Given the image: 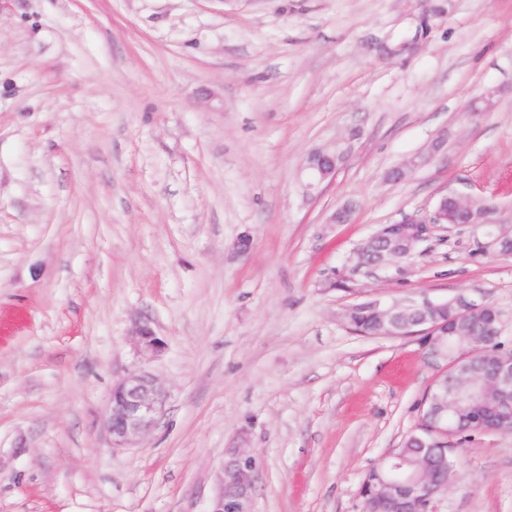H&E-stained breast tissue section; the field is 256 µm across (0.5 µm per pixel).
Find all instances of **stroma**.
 <instances>
[{
  "label": "stroma",
  "mask_w": 512,
  "mask_h": 512,
  "mask_svg": "<svg viewBox=\"0 0 512 512\" xmlns=\"http://www.w3.org/2000/svg\"><path fill=\"white\" fill-rule=\"evenodd\" d=\"M353 129L307 197L308 155ZM447 192L494 198L512 230V0H0V512H206L230 448L257 460L251 512H361L433 371L346 310L463 293L512 346V256L484 225L353 268ZM141 318L167 402L115 450ZM456 457L433 512H512V433ZM356 137H351L348 139V148L344 153L340 166L348 159L352 150H353V141L356 140ZM338 167L337 171L339 170ZM306 170L308 171V181L306 183V188L309 195H318L322 193L323 189L333 181L336 176V159H332L329 165H321L315 158L312 156L309 158L306 164ZM350 326L356 332L365 333L369 336H379L383 331L374 316L363 309H355L351 311ZM137 352L145 359L158 357L165 348L164 341L158 337L151 326L144 322L138 323L133 331Z\"/></svg>",
  "instance_id": "1"
}]
</instances>
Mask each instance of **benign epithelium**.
Here are the masks:
<instances>
[{
  "label": "benign epithelium",
  "instance_id": "7a95c632",
  "mask_svg": "<svg viewBox=\"0 0 512 512\" xmlns=\"http://www.w3.org/2000/svg\"><path fill=\"white\" fill-rule=\"evenodd\" d=\"M444 139L439 137L427 154H416L405 160L399 169L415 170L429 164L442 150ZM308 194L318 195L336 176V160L322 165L315 157L306 164ZM458 208L470 212L471 223L486 224L483 213L473 212V197L449 194ZM445 215L440 204L423 215H405L401 223L412 233L389 243L370 266L400 260L402 252H411L443 223ZM489 247L496 254L506 253L512 234L501 230L489 233ZM387 336H415L422 357L434 370V379L425 401L428 430L419 438L422 448H433L454 441L460 423H482L480 433L507 434L502 426H485L483 422L499 407L512 403V351L504 352L490 365L484 353L492 341L485 336H469L464 345L457 344L471 317L485 307V301L458 295L446 303L424 301L384 304L371 302ZM137 352L150 360L165 348L151 326L144 322L133 331ZM166 395L156 378L145 370L132 372L115 383L109 397L104 425L112 437L111 448H129L149 432L163 413ZM381 473L375 491L376 498L390 503L399 512H431V504L441 493L432 481L408 470V463L398 457L382 455L375 463ZM255 458L238 448L224 463L217 476V491L207 512H249L248 504L254 486Z\"/></svg>",
  "mask_w": 512,
  "mask_h": 512
}]
</instances>
